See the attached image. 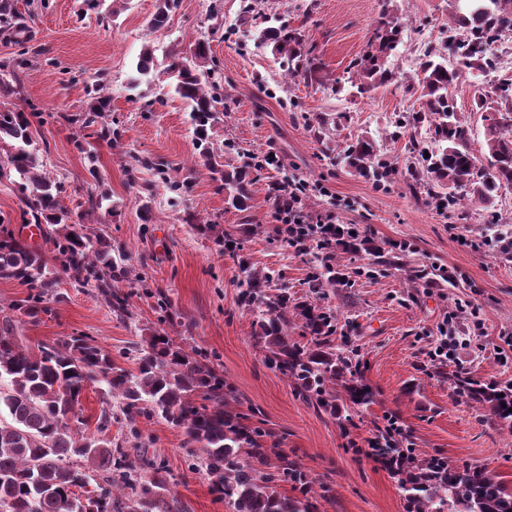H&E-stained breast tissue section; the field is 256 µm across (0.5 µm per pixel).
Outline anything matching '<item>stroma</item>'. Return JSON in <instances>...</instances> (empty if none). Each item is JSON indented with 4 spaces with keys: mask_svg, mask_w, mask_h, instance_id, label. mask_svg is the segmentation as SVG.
Masks as SVG:
<instances>
[{
    "mask_svg": "<svg viewBox=\"0 0 512 512\" xmlns=\"http://www.w3.org/2000/svg\"><path fill=\"white\" fill-rule=\"evenodd\" d=\"M386 1L403 24L402 41L389 59L397 80L361 95L346 83L347 68L367 52ZM12 4L28 37L30 62L21 93L0 95V109L30 102L46 112L76 114L89 99L83 84L69 83L68 71L108 74L109 118L119 138L95 149L109 206L92 211L85 205L94 184L76 146L83 136L78 125L35 123L30 131L45 172L64 186L61 208L82 215L93 247L125 251L127 273L116 286L131 294L132 320L117 319L96 288L74 287L64 275L52 315L36 322L13 309L26 288L0 280V324L11 322L12 335L27 345L85 335L115 355L158 331L175 336L186 353L206 355L233 386L228 408L242 424L274 432L309 478L331 486V498L318 500L317 512H407L396 478L351 446L372 436L390 413L401 417L419 458L478 466L512 488V432L499 426L488 405L456 394L452 384L457 375L485 386L512 383V359L501 362L493 350L501 337L512 336V249L475 252L463 244L493 236L501 225L512 240V186L502 188L488 209L477 203L439 210L426 190H409V135L395 125L419 106L405 90L418 62L416 47L447 36L451 0H259L270 20L305 26V50L322 76L345 81L338 93L301 76L281 77L271 49L256 38L244 0H181L159 31L151 28L157 0H131L127 9L104 0L84 16L77 0H49L42 11L28 0ZM202 37L224 71L227 99L210 131L222 164L238 165L241 154L258 156L271 147L281 161L279 168L257 171L252 206L242 212L225 202L219 182L201 165L190 109L168 90L170 53L190 55ZM147 45L155 66L135 87L131 81ZM487 81L476 72L452 91L458 115L471 128L469 147L480 158L485 142L474 97ZM320 121L325 132L318 137L312 126ZM361 135L377 140L382 158L397 169L383 186L355 175L342 159L346 144ZM228 141L234 150H225ZM132 153L177 165L179 180L191 168L190 191L172 201L148 170L129 183L125 164ZM287 177L326 187V194L310 195L308 208L335 211L348 233L332 250L345 282L317 294L311 290L315 264L276 239L269 191ZM23 208L14 186L1 179L0 236L12 234L59 267L52 225L31 232ZM225 237L232 248L219 246ZM244 262L270 271L292 298L311 299L335 314L336 341L354 352L373 394L370 405L340 401L335 413L319 410L266 362L252 340V318L238 304ZM442 266L455 282L431 280L430 270ZM459 300L478 308L484 326L474 330L469 313H461L455 334L471 338L472 347L454 360L430 361L437 327ZM137 426L148 456L167 468L169 490L189 512H230L208 476L192 470L181 428L143 416Z\"/></svg>",
    "mask_w": 512,
    "mask_h": 512,
    "instance_id": "1",
    "label": "stroma"
}]
</instances>
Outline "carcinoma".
<instances>
[{
  "label": "carcinoma",
  "instance_id": "carcinoma-1",
  "mask_svg": "<svg viewBox=\"0 0 512 512\" xmlns=\"http://www.w3.org/2000/svg\"><path fill=\"white\" fill-rule=\"evenodd\" d=\"M466 13L453 18L448 37L424 47L414 78L407 89L419 91V110L405 118L413 130L409 151L417 159L407 165V185L415 191L436 184L447 188L449 204L470 200L494 203L502 185H512V76L502 75L489 91L475 100L484 128V166L467 147L469 127L457 114L450 89L469 71L498 72L499 53L509 52L512 39V0H465ZM181 0H159L151 20L155 30L164 28ZM371 42V50L350 63L363 94L394 80L388 58L401 40L402 24L389 16ZM0 30L10 33L19 47L17 57L0 62V93H20L21 73L28 54V38L14 22L10 0H0ZM303 28L286 22L260 30L259 39L280 58L290 76H312L319 70L304 55ZM211 46L197 40L191 56L173 54L167 72L174 93L191 107L196 149L204 166L223 183L226 201L244 211L252 199L254 164L244 161L221 169L209 140L208 127L224 105V73L214 64ZM107 77L100 72L85 84L93 94L90 106L76 115L47 113V117L77 124L85 137L113 143L110 97L104 92ZM31 112L0 111V143L10 146L8 165L0 166V179L16 186L26 207L29 224H61L63 233L53 240L65 272L75 284L95 283L107 297L112 312L130 317L131 293L112 287L124 270L112 251L92 249L81 222L59 206L62 184L42 175L39 153L32 147ZM431 136L437 149L425 152L418 136ZM344 159L359 176L381 182L393 172L379 159L376 143L357 137L344 150ZM141 168L156 170L162 183L168 171L132 155L126 167L129 181ZM172 187L188 189L189 181L174 180ZM246 288L239 301L253 317L256 346L307 399L326 410L336 409L344 394L356 406L372 401L362 383L353 352L335 342L332 320L313 302H294L288 289L274 286L263 270L243 269ZM0 279L15 280L27 288L14 310L34 321L53 313L59 284L58 272L37 251L11 234L0 237ZM302 321L310 336L300 345L288 338V325ZM135 368L122 366L112 353L88 336H66L52 344L32 348L20 344L11 332H0V512H184L182 501L168 494L167 472L162 464L130 460L123 445L103 436L112 425V409H102L96 433L82 430V395L97 384L115 399L128 423L139 415L157 417L183 429L185 444L198 448L199 467L211 478L212 488L224 497L232 512H312L314 490L307 474L279 448L263 447L266 433L248 431L239 416L225 409L224 375L186 354L175 339L155 333L146 346L129 348ZM455 389L491 403L501 426L512 433V397L475 381L457 378ZM291 481L300 495L291 497L277 483ZM409 512H512V490L484 469L463 465L437 467L430 460L413 458L399 478Z\"/></svg>",
  "mask_w": 512,
  "mask_h": 512
}]
</instances>
